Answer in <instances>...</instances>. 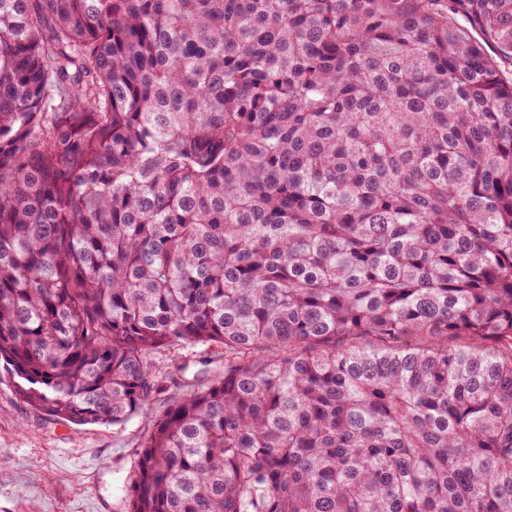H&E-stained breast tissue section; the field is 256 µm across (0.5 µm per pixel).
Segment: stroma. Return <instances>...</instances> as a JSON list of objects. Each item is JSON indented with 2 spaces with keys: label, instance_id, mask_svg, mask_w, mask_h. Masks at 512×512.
<instances>
[{
  "label": "stroma",
  "instance_id": "35a3bbf8",
  "mask_svg": "<svg viewBox=\"0 0 512 512\" xmlns=\"http://www.w3.org/2000/svg\"><path fill=\"white\" fill-rule=\"evenodd\" d=\"M183 369L153 355L164 389L122 425L68 426L36 412L0 382V512H125L138 451L174 397L196 383L201 360L224 365L218 347L183 351Z\"/></svg>",
  "mask_w": 512,
  "mask_h": 512
}]
</instances>
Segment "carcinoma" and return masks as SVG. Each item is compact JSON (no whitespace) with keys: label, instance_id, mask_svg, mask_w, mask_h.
<instances>
[{"label":"carcinoma","instance_id":"cac0c4a2","mask_svg":"<svg viewBox=\"0 0 512 512\" xmlns=\"http://www.w3.org/2000/svg\"><path fill=\"white\" fill-rule=\"evenodd\" d=\"M127 512H512V0H0V363Z\"/></svg>","mask_w":512,"mask_h":512}]
</instances>
